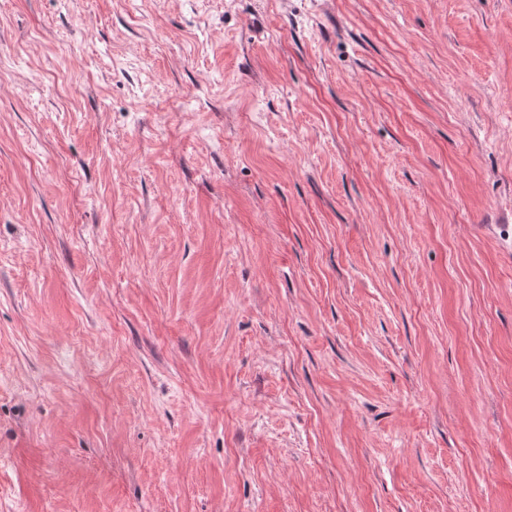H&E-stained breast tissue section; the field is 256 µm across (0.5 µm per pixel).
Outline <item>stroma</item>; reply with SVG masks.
I'll use <instances>...</instances> for the list:
<instances>
[{"label":"stroma","instance_id":"obj_1","mask_svg":"<svg viewBox=\"0 0 512 512\" xmlns=\"http://www.w3.org/2000/svg\"><path fill=\"white\" fill-rule=\"evenodd\" d=\"M0 512H512V0H0Z\"/></svg>","mask_w":512,"mask_h":512}]
</instances>
